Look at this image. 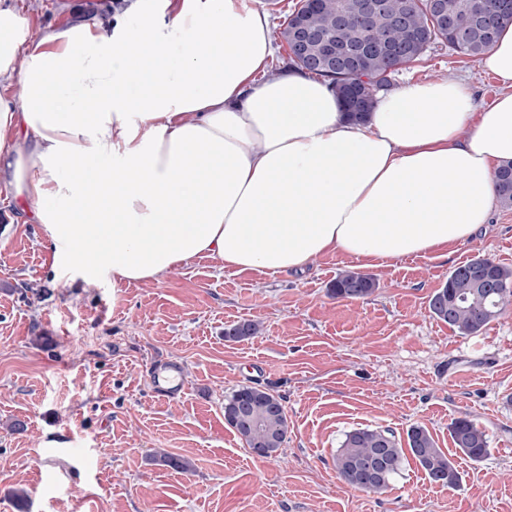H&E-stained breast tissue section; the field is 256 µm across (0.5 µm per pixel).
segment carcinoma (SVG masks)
<instances>
[{"mask_svg":"<svg viewBox=\"0 0 512 512\" xmlns=\"http://www.w3.org/2000/svg\"><path fill=\"white\" fill-rule=\"evenodd\" d=\"M356 0H299L285 17L280 31L285 38L293 20L301 16L310 29L332 39L336 52L360 49L359 69L323 68L315 70L301 56L288 57V64L328 81L340 101L356 88L373 104L375 95L391 86L393 76L422 60L426 50L443 44L455 53L478 59L492 44L493 34L512 24V9L500 14L487 34L479 15L493 8L494 0H446L450 22L443 21L428 0H384L383 9L363 20L354 14ZM498 201L512 207V165L496 176ZM482 265L489 269V280L480 289L476 305H471L473 285L466 269ZM377 288L376 279L356 271L339 274L330 294L338 299H364ZM512 305V268L490 257H476L456 267L430 299V311L461 336L481 332ZM259 325L247 322L224 329V338L240 341L258 335ZM224 421L262 458L277 456L288 435V418L283 398L265 388L242 386L224 398ZM453 444L465 456L480 461L489 452L486 432L467 419L449 427ZM412 459L428 478L449 486L459 480L458 472L429 430L414 425L406 437L398 439L390 429L361 428L348 432L333 458L339 478L348 486L367 493H381L389 486L407 459Z\"/></svg>","mask_w":512,"mask_h":512,"instance_id":"cac0c4a2","label":"carcinoma"}]
</instances>
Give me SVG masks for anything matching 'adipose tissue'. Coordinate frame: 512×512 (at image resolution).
<instances>
[{
  "label": "adipose tissue",
  "mask_w": 512,
  "mask_h": 512,
  "mask_svg": "<svg viewBox=\"0 0 512 512\" xmlns=\"http://www.w3.org/2000/svg\"><path fill=\"white\" fill-rule=\"evenodd\" d=\"M275 50L254 0H124L108 27L41 34L0 0V183L56 264L88 286L203 255L296 273L334 252L444 258L488 224L512 164V25L482 59L493 101L435 77L362 121L328 82L268 72Z\"/></svg>",
  "instance_id": "ef3b65f1"
}]
</instances>
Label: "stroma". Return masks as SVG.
Returning a JSON list of instances; mask_svg holds the SVG:
<instances>
[{"mask_svg": "<svg viewBox=\"0 0 512 512\" xmlns=\"http://www.w3.org/2000/svg\"><path fill=\"white\" fill-rule=\"evenodd\" d=\"M41 30L106 19L112 0H15ZM463 79L478 102L497 79L445 46L395 84ZM0 185V512H512V306L464 337L429 309L459 264L489 256L512 266V208L448 257L373 266L332 253L301 274L219 268L199 257L158 283L88 287L56 272L40 227L18 221ZM357 271L368 298L328 289ZM261 323L225 341L227 325ZM180 367L170 399L156 373ZM242 385L280 395L288 438L278 457L253 455L224 422V397ZM473 421L489 437L474 462L449 426ZM414 425L433 434L459 473L430 482L405 462L384 492L345 485L333 457L347 432ZM188 459L190 472L155 462ZM27 493L24 508L12 494ZM377 288L376 279L356 271L339 274L331 284L330 294L336 299H364L372 295Z\"/></svg>", "mask_w": 512, "mask_h": 512, "instance_id": "1", "label": "stroma"}]
</instances>
